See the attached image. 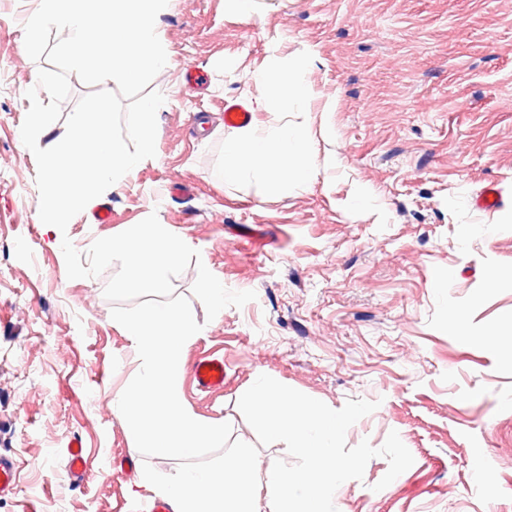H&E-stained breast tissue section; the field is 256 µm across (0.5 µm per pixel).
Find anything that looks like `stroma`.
Instances as JSON below:
<instances>
[{
  "label": "stroma",
  "mask_w": 512,
  "mask_h": 512,
  "mask_svg": "<svg viewBox=\"0 0 512 512\" xmlns=\"http://www.w3.org/2000/svg\"><path fill=\"white\" fill-rule=\"evenodd\" d=\"M38 0H0V451L19 478L0 512H132L143 458L112 411L133 374L130 342L111 317L109 273L68 279L61 250L87 252L157 213L234 291L257 298L207 319L188 267L173 278L204 327L185 363L224 358V389L185 405L258 448V470L290 455L259 444L238 400L266 374L329 407L378 401L348 446L397 431L413 465L386 474L377 456L343 483L337 512H512V0H168L158 37L172 65L151 83L165 97L155 157L66 231L38 214L37 163L21 139L48 61H33L24 24ZM309 60L304 112H257L258 125L306 128L310 183L270 192L261 177L225 183L224 104L264 94L271 57ZM206 72L193 89L184 74ZM498 185L502 201L477 198ZM503 275L489 285L493 272ZM464 320L458 336L450 313ZM81 443L82 481L64 450Z\"/></svg>",
  "instance_id": "stroma-1"
}]
</instances>
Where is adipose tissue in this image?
<instances>
[{
  "instance_id": "adipose-tissue-1",
  "label": "adipose tissue",
  "mask_w": 512,
  "mask_h": 512,
  "mask_svg": "<svg viewBox=\"0 0 512 512\" xmlns=\"http://www.w3.org/2000/svg\"><path fill=\"white\" fill-rule=\"evenodd\" d=\"M254 80L267 91L254 101L258 112L304 111L309 90L301 68L273 65L258 71ZM308 143L302 128L269 125L239 129L225 141L224 180L236 182L254 175L270 189L311 181L314 171L307 161Z\"/></svg>"
}]
</instances>
